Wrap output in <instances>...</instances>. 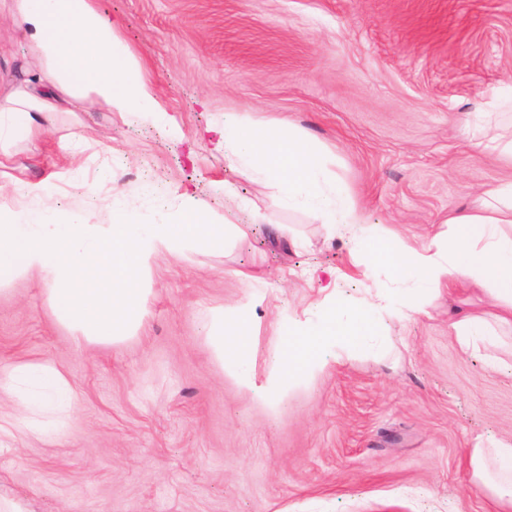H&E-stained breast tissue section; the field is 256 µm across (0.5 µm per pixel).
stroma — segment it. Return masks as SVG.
I'll return each mask as SVG.
<instances>
[{
  "mask_svg": "<svg viewBox=\"0 0 512 512\" xmlns=\"http://www.w3.org/2000/svg\"><path fill=\"white\" fill-rule=\"evenodd\" d=\"M118 23L156 113L49 112L37 142L0 151V203L45 182L58 208L108 221L111 205L176 219L206 202L242 224L220 252L164 254L131 337L94 344L60 324L32 273L0 289V371L54 364L79 411L45 441L18 429L0 395V505L23 512H512L470 482V450L512 441V329L488 366L484 342L449 324L486 314L468 284L426 312L376 322L378 351L337 357L262 402L288 321L311 322L331 295L363 307L369 274L348 238L224 160L219 124L246 113L288 120L321 146L366 222L422 247L454 214L512 182V0H93ZM0 0V96L36 65ZM79 132L77 155L58 142ZM234 196H226L225 183ZM288 227L286 237L271 227ZM265 282L253 301L241 273ZM254 303L252 384L211 347L212 313Z\"/></svg>",
  "mask_w": 512,
  "mask_h": 512,
  "instance_id": "obj_1",
  "label": "stroma"
}]
</instances>
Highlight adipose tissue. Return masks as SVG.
Segmentation results:
<instances>
[{
    "instance_id": "adipose-tissue-1",
    "label": "adipose tissue",
    "mask_w": 512,
    "mask_h": 512,
    "mask_svg": "<svg viewBox=\"0 0 512 512\" xmlns=\"http://www.w3.org/2000/svg\"><path fill=\"white\" fill-rule=\"evenodd\" d=\"M10 9L42 66L22 71L14 91L0 98V139L37 140L43 133V113L72 112L93 98L115 112L157 111L111 16L92 0H11ZM223 137L241 175H263L287 204H304L322 223L342 227L356 239L360 263L414 280L416 298L386 302L388 314L423 311L434 292L465 281L485 291L495 311L489 318L467 315L452 323L461 347L496 335L498 326H512V232L505 230L512 225V183L492 191L480 211L452 217V238L438 235L416 249L380 225L367 223L341 191H328L325 157L303 136L283 127L259 128L243 113L228 112ZM373 314V308L352 309L335 297L319 307L315 323L289 324L271 371V389L287 388L312 372L326 346H335L341 355L371 347ZM214 325L211 344L216 357L239 382L249 383L252 303H241L232 316L218 315ZM2 392L16 396L24 424L44 437L55 429L40 422V415L77 409L68 379L50 364L22 365L1 373ZM496 448L502 480H488L480 447L470 451L471 477L484 482L498 500L512 502V442L497 443Z\"/></svg>"
}]
</instances>
